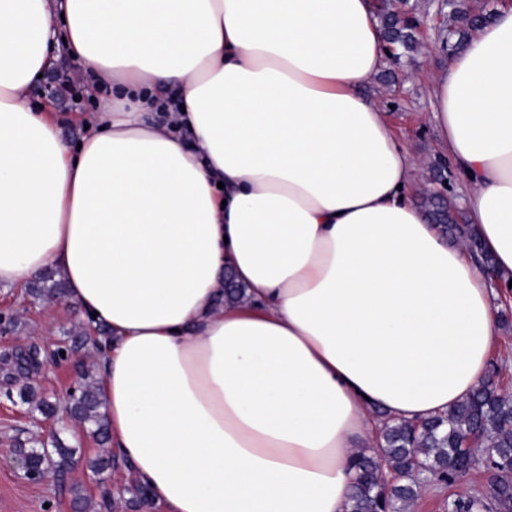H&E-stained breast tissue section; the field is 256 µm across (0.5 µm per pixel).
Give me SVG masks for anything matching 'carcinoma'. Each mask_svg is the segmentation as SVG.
<instances>
[{
	"instance_id": "1",
	"label": "carcinoma",
	"mask_w": 512,
	"mask_h": 512,
	"mask_svg": "<svg viewBox=\"0 0 512 512\" xmlns=\"http://www.w3.org/2000/svg\"><path fill=\"white\" fill-rule=\"evenodd\" d=\"M407 3L379 0L376 4L384 38L393 45L392 58L397 61L418 44L417 18L407 9ZM421 207L443 234L464 241L473 251L480 249L466 225L458 223L451 200L442 201L429 192L423 195ZM29 293L35 299L49 301L60 297L64 288L59 281L48 287L37 283ZM82 379L79 393L66 411L74 428L92 434L104 445L108 428L101 412V393L90 373H83ZM20 398L33 412L45 417L56 413V405L36 398L28 386L20 391ZM18 452L29 458L33 471L62 476L71 468L76 449L55 436L50 448L21 447ZM353 465L358 474L346 512H406L421 492L418 473L424 471L433 481L448 487L479 465L493 473L484 492L449 502L448 512H512V396L501 392L489 378L446 413L416 423L388 418L375 456L360 453ZM384 467L397 474V480L389 485L378 481Z\"/></svg>"
}]
</instances>
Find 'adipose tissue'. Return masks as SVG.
<instances>
[{"instance_id": "adipose-tissue-1", "label": "adipose tissue", "mask_w": 512, "mask_h": 512, "mask_svg": "<svg viewBox=\"0 0 512 512\" xmlns=\"http://www.w3.org/2000/svg\"><path fill=\"white\" fill-rule=\"evenodd\" d=\"M60 15L112 90L77 149L26 101ZM382 41L372 0H0V285L55 267L109 329V449L163 512H345L376 413H441L487 376L512 6L430 86L491 271L417 205L419 162L366 91Z\"/></svg>"}]
</instances>
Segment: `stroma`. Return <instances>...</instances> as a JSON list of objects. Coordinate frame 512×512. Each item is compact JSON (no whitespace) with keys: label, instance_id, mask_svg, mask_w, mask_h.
Instances as JSON below:
<instances>
[{"label":"stroma","instance_id":"35a3bbf8","mask_svg":"<svg viewBox=\"0 0 512 512\" xmlns=\"http://www.w3.org/2000/svg\"><path fill=\"white\" fill-rule=\"evenodd\" d=\"M422 26L418 48L406 54L401 63L387 64L375 77L370 89L382 98L387 117L394 129L406 140L414 155L425 162L415 184L416 196L442 188L449 198H456V176L446 154L436 145V133L429 120L432 101L428 91L434 73L443 66L448 54L440 47L447 34L448 16L436 0H410ZM77 64L68 54H61L54 69L47 72L28 92L31 105L54 112L63 140L77 144L85 134L78 113L93 109L94 100L83 85L71 82ZM501 334L489 359L491 376L503 392L512 394V305L499 309ZM79 309L65 299L54 304L33 301L26 287L0 288V353L37 348L47 359L67 335L86 330ZM90 348L78 350L68 359L48 363L21 384L7 378L0 367V512H75L72 487L82 489L95 503V512H153L150 505L132 506L128 489L131 477L127 468L114 464L106 484L99 485L87 467L89 458L100 453V446L88 436L76 437L62 425L30 414L20 397L21 386L32 387L37 394L61 402L65 392L80 384L82 374L91 364ZM71 446L80 448V459L64 478L40 484L29 482L17 463L16 448L34 443H50L52 434ZM488 482L483 469L449 488L429 487L422 491L411 512H446L449 500L469 497Z\"/></svg>","mask_w":512,"mask_h":512}]
</instances>
